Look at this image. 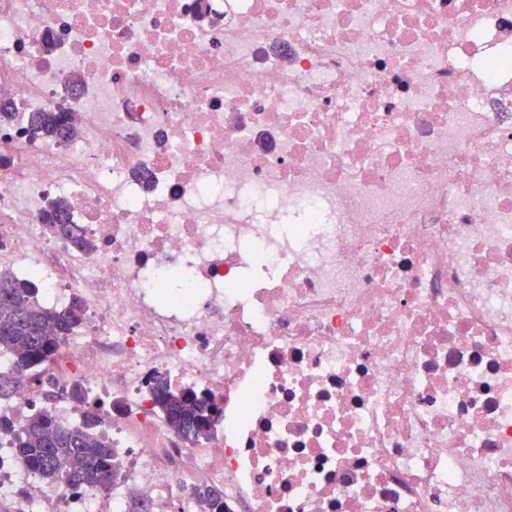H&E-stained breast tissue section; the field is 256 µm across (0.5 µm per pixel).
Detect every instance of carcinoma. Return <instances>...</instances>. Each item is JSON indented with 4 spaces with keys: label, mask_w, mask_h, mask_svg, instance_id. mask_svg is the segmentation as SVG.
Returning a JSON list of instances; mask_svg holds the SVG:
<instances>
[{
    "label": "carcinoma",
    "mask_w": 512,
    "mask_h": 512,
    "mask_svg": "<svg viewBox=\"0 0 512 512\" xmlns=\"http://www.w3.org/2000/svg\"><path fill=\"white\" fill-rule=\"evenodd\" d=\"M29 130L46 136L68 133L67 119L60 112H37ZM55 219L50 230L74 235L66 224L63 203H53ZM39 288L0 277V353L11 357L15 371L33 370L47 362L61 347L63 339L80 318L79 301L65 311L44 308L37 300ZM156 404L169 426L178 433L204 437L209 429L200 424L220 413L211 400L193 391L174 393L159 379L153 387ZM12 452L45 484H65L72 488L87 485L99 490L108 487L114 477L112 452L104 437L84 428L62 426L53 416L37 413L28 418L23 432L13 436ZM200 512H224V496L202 487L196 490Z\"/></svg>",
    "instance_id": "1"
}]
</instances>
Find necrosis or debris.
Wrapping results in <instances>:
<instances>
[{
    "mask_svg": "<svg viewBox=\"0 0 512 512\" xmlns=\"http://www.w3.org/2000/svg\"><path fill=\"white\" fill-rule=\"evenodd\" d=\"M1 98L0 276L82 319L0 418L96 413L118 474L45 485L0 433V499L512 512V0H0ZM29 130L46 136H64L68 133L67 119L60 112H36ZM153 394L169 426L178 433L192 435L194 438L206 436L211 425L202 429L200 424L220 413L208 397L193 391L174 393L161 379H157L154 384Z\"/></svg>",
    "mask_w": 512,
    "mask_h": 512,
    "instance_id": "4bbe7bcc",
    "label": "necrosis or debris"
}]
</instances>
